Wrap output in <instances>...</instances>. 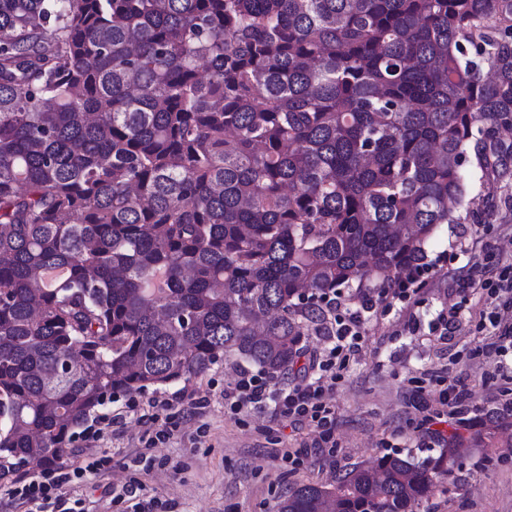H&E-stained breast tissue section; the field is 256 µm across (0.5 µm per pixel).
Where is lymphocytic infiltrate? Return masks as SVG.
Instances as JSON below:
<instances>
[{"label": "lymphocytic infiltrate", "mask_w": 512, "mask_h": 512, "mask_svg": "<svg viewBox=\"0 0 512 512\" xmlns=\"http://www.w3.org/2000/svg\"><path fill=\"white\" fill-rule=\"evenodd\" d=\"M435 273L434 266H416L408 269L392 288L378 294L364 293L351 296L334 290L320 296L324 310L332 316L330 330L333 347L326 358L311 357L310 371L287 387L278 386L262 374L242 369L234 381L225 386L224 407L232 414L260 412L272 409L279 421L296 423L310 421L320 430L321 442H328L334 423V411L327 400L335 387L334 380H322L324 372L335 370L337 363L345 362L348 354L358 352L365 339L367 325L378 313L395 308L411 312L417 296L427 279ZM460 292H482L485 308L482 317L488 320L493 342L486 344L484 353L504 357L512 353V320L505 311L512 309V262L500 268L494 276L467 278L459 284ZM79 468L66 463L37 464L30 482L18 491L21 498L31 502H46L61 490L75 488Z\"/></svg>", "instance_id": "1"}]
</instances>
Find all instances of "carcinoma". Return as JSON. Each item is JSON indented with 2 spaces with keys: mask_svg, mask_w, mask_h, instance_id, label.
<instances>
[{
  "mask_svg": "<svg viewBox=\"0 0 512 512\" xmlns=\"http://www.w3.org/2000/svg\"><path fill=\"white\" fill-rule=\"evenodd\" d=\"M509 126L512 0H0V462L226 355L288 372L316 295L461 223L468 149L512 173ZM508 417L277 512H413Z\"/></svg>",
  "mask_w": 512,
  "mask_h": 512,
  "instance_id": "carcinoma-1",
  "label": "carcinoma"
}]
</instances>
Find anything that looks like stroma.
Masks as SVG:
<instances>
[{"instance_id": "stroma-1", "label": "stroma", "mask_w": 512, "mask_h": 512, "mask_svg": "<svg viewBox=\"0 0 512 512\" xmlns=\"http://www.w3.org/2000/svg\"><path fill=\"white\" fill-rule=\"evenodd\" d=\"M500 201L486 222L446 224L427 254L436 274L413 309L414 328L388 312L372 320L362 349L348 355L330 396L336 415L335 447L318 448L310 423L274 420L271 411L233 415L221 392L246 361L227 356L203 375L156 388V395H181L177 428L142 459L145 430L142 409L133 395L106 401L79 428L67 463L99 459L98 473L84 474L78 492H62L46 512H67L75 498L93 503V512H125L112 488L136 481L155 501L153 512L175 504L177 512H276L289 489L331 482L338 472L371 465L387 453L422 460L439 456V435L450 425L476 415L501 411L512 403V376L495 372L493 359L478 349L489 335L482 329L481 302L471 300L460 329L452 336L434 332L438 312L459 302L456 275L489 276L512 261V176L497 185ZM465 390L462 405L450 407L442 396L449 381ZM207 394L208 406L195 408L191 391ZM426 408H418V396ZM286 448L302 449L297 462L281 458ZM415 512H512V447L499 439L494 448L460 449L452 475Z\"/></svg>"}]
</instances>
